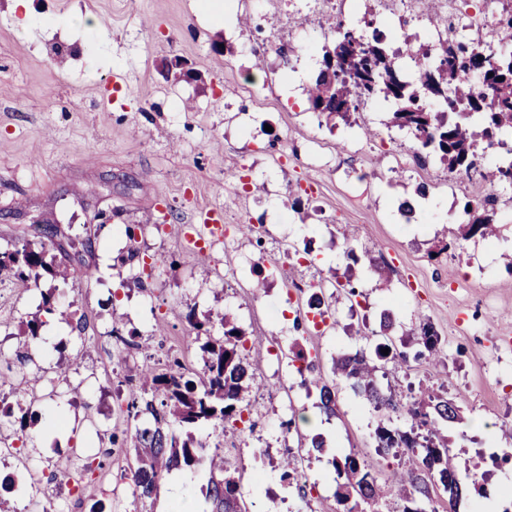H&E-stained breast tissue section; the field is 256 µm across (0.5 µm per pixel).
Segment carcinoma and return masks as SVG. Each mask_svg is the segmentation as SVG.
I'll use <instances>...</instances> for the list:
<instances>
[{
  "instance_id": "carcinoma-1",
  "label": "carcinoma",
  "mask_w": 512,
  "mask_h": 512,
  "mask_svg": "<svg viewBox=\"0 0 512 512\" xmlns=\"http://www.w3.org/2000/svg\"><path fill=\"white\" fill-rule=\"evenodd\" d=\"M491 40L499 46L512 42V16L491 32ZM332 52L336 53L332 74L318 73L307 88L309 109L314 113L345 118L359 105L382 98L394 106L391 123L412 133L423 147L439 157L448 172L473 173L483 178L490 175L502 184L512 185V162L497 165L489 172L482 164L486 149L504 144L503 137L512 134V53L478 51L450 37L431 49L421 45L412 50L414 72L409 78L376 30L361 41L347 29L333 47L324 48V55ZM465 72L489 76L490 97L476 101L472 86L462 77ZM490 211L492 207L483 203L471 205L469 221L460 228V239L495 236ZM45 275L65 285H75L90 279L93 272L82 263L61 267L49 262L42 248L23 246L0 252L1 285L27 288ZM43 308L48 313H59L67 322L76 320L75 329L85 332L83 318H74L54 295L44 297ZM216 318L224 332L214 338L209 329L211 319L200 321L192 311L185 315L193 329L206 335L200 371L191 372L175 360L161 370L149 361L138 369L139 389L130 390L120 406L128 422L148 418L130 436L134 451L130 479L134 494L145 499L153 495L159 481L172 469L183 465L203 467L210 474L207 512H248L241 499L236 468L224 458V450L217 448L208 454L205 445L192 435L182 440L177 434L179 428L209 426L220 437L227 426L234 427L242 421L244 405L249 403L254 375L243 354L244 335L230 317L218 314ZM419 336L422 355L438 358L440 338L429 322H420ZM385 348L389 349L387 356L381 353ZM390 356L402 357L404 353L391 343L379 342L371 350L362 348L340 355L333 362L332 378L307 374L301 386L308 392H318L319 408L329 419L336 416L338 379L348 382L356 394L386 417L398 410L394 394L383 393L377 385L382 362ZM18 378L21 384L28 383L27 375H18L11 365L0 367V389L10 380V393L20 394V384L14 383ZM409 413V429L382 421L374 432L379 455L407 458L388 481L401 502L399 512H419L421 508L437 512L434 492L438 487L448 498V512H458L467 474L456 464V455L448 447L442 429L461 420L459 408L422 388L412 396ZM336 471L340 482L335 496L344 512H379V479L362 456L352 452L345 455Z\"/></svg>"
}]
</instances>
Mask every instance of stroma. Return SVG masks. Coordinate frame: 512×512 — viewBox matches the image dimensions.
<instances>
[{
    "label": "stroma",
    "instance_id": "stroma-1",
    "mask_svg": "<svg viewBox=\"0 0 512 512\" xmlns=\"http://www.w3.org/2000/svg\"><path fill=\"white\" fill-rule=\"evenodd\" d=\"M213 1L30 0L23 12L0 0V252L47 244L46 224L74 243L97 233L83 257L90 281L72 286L46 276L27 288L0 286V358L24 357L41 397L32 409L40 423L0 425L19 448L17 459L0 461V473L23 460L40 498L64 512H90L97 502L104 512H202L207 479L187 469L179 491L167 476L152 498H134L129 455L112 443L123 428L116 395L148 355L160 365L182 355L200 368L203 341L185 315L226 313L246 338L265 340L260 353L246 355L258 385L245 422L220 440L251 512H267L273 494L281 512H337L335 461L353 449L376 470L398 461L375 454L379 415L346 382L338 384L335 417L308 427L318 397L285 393L289 357L302 346L330 374L333 359L363 347L365 330L378 329L387 313L400 342H413L420 321L430 322L441 356L387 363L380 387L403 396L427 387L461 408L463 424L449 428L448 444L458 465L486 478L460 512H504L512 466L489 455L512 448V347L495 342L512 336V271L503 260L512 250V188L498 197L496 237L457 240L466 202L484 189L480 176L470 190H446L447 170L418 160L416 142L389 126L384 100L346 121L309 110L306 89L323 46L336 39L333 24L363 18L364 0H257L252 10L238 0H217L216 9ZM176 57L196 80L168 74ZM421 182L432 187L424 200L415 193ZM404 202L412 207L405 216ZM203 207L263 233L194 252L179 229ZM349 227L357 264L345 253ZM289 242L309 246L313 263L284 266ZM368 256L387 266V278L365 264ZM258 257L277 269L259 290L249 272ZM145 267L150 276L137 283ZM334 275L361 291L359 306L333 289L337 330L303 335L283 304L288 290ZM48 292L86 321V339L47 315L40 341L27 342L25 323ZM116 312L133 338L119 358ZM52 415L65 430L43 427ZM284 420L294 421V434H282ZM317 435L325 450L305 469L306 490L282 482L279 458ZM92 460L102 470L69 493L68 474Z\"/></svg>",
    "mask_w": 512,
    "mask_h": 512
}]
</instances>
